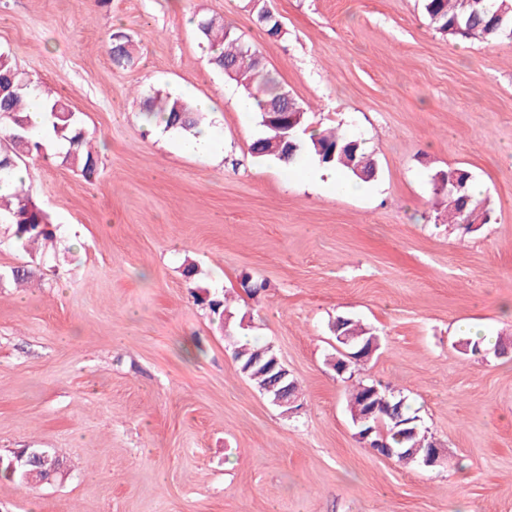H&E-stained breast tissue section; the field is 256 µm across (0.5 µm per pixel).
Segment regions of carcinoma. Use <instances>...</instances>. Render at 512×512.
<instances>
[{
	"instance_id": "carcinoma-1",
	"label": "carcinoma",
	"mask_w": 512,
	"mask_h": 512,
	"mask_svg": "<svg viewBox=\"0 0 512 512\" xmlns=\"http://www.w3.org/2000/svg\"><path fill=\"white\" fill-rule=\"evenodd\" d=\"M502 0H423V9L432 27L443 35L456 39H479L484 42H495L512 35V11L501 27H495V13ZM197 29L202 42L206 43L209 60L217 69L239 82L246 90H255L253 101L258 107L260 116L276 108L285 91L264 71L260 52L257 48L243 43L240 37L229 30V25L215 17H203L198 21ZM108 51L117 64L128 63L132 59L133 45L126 38L110 40ZM0 81L5 85L11 83L23 85V88L0 96V125L6 134L4 139L12 144V151L0 154V219L14 226V236L22 244L53 239L49 216L31 199L25 183H9L13 171L19 163L33 154L45 149L46 139L37 137L31 132V120L27 112L28 96L39 90V85L24 76L7 52H0ZM48 99V135L68 143L64 161L77 168L82 174L89 176L94 173L98 157L92 152L89 143L92 136L78 125L75 112L70 105L52 94ZM144 114L148 122L157 119L166 122V128L183 132H194L201 124V113L180 97L168 96L160 101L155 96L146 98ZM265 134L251 144V151L258 157H273L279 162L290 165L305 150L315 160L326 167H336L345 171L349 177L362 182H369L376 177V164L365 150L363 141L338 131H323L311 135V142L306 144L298 136L291 135L293 142L288 156L271 150V140L287 134V131L276 126H264ZM454 173L450 169L440 173L442 181H432L433 191L448 197L451 223L470 230L466 224L469 212L485 206L483 200L474 197L471 188V176L462 180V189L450 190L445 178ZM196 302L206 307L218 321L224 320L226 312L225 298L218 293H205L196 296ZM344 324V330L357 336V342L370 341L374 333L349 318L337 320ZM232 356L238 370L255 386L268 388L272 372L268 368V360L275 355L271 346L258 347L248 342L239 343L230 337ZM377 388V397L381 404L380 414L376 423V436L395 450V458L399 462L416 463L408 454V448L414 439L407 436V429L418 428V438L429 441L427 431L419 422L417 411L402 397H397L389 387L380 383L359 382L349 391L348 408L358 407L370 388ZM37 452V459H32L31 452ZM60 458L51 448H22L3 460L0 471L17 482H23L27 476L31 482L26 488H35V483L46 478L59 466Z\"/></svg>"
}]
</instances>
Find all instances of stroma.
I'll use <instances>...</instances> for the list:
<instances>
[{
    "mask_svg": "<svg viewBox=\"0 0 512 512\" xmlns=\"http://www.w3.org/2000/svg\"><path fill=\"white\" fill-rule=\"evenodd\" d=\"M247 2L0 0V51L98 140L90 177L26 160L52 245L25 251L0 224V454L51 448L70 466L32 491L0 473V512H512V42L450 40L422 0H267L272 39ZM201 16L259 50L312 129L364 139L366 192L251 154L258 115L210 65ZM116 31L131 63L106 51ZM154 89L210 101L216 154L146 122ZM457 167L493 209L474 232L432 193ZM22 264L27 288L8 277ZM203 289L227 295L239 339L277 351L299 411L239 373ZM339 317L380 338L348 378L329 362ZM465 324L508 349L466 351ZM354 381L418 409L446 464L362 443Z\"/></svg>",
    "mask_w": 512,
    "mask_h": 512,
    "instance_id": "35a3bbf8",
    "label": "stroma"
}]
</instances>
